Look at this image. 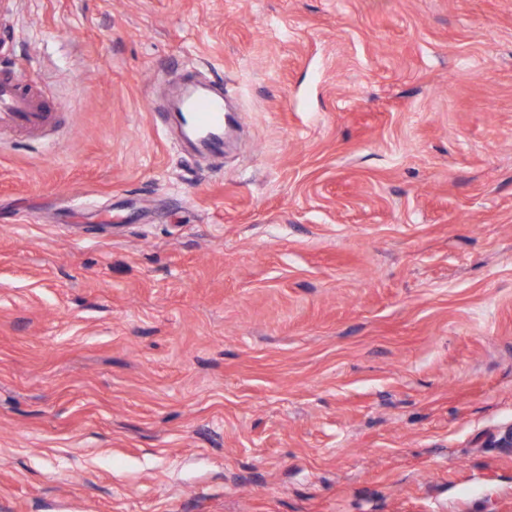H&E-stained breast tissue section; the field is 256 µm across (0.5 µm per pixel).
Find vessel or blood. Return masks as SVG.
Returning <instances> with one entry per match:
<instances>
[{
    "instance_id": "obj_1",
    "label": "vessel or blood",
    "mask_w": 512,
    "mask_h": 512,
    "mask_svg": "<svg viewBox=\"0 0 512 512\" xmlns=\"http://www.w3.org/2000/svg\"><path fill=\"white\" fill-rule=\"evenodd\" d=\"M53 112V106L13 72H0V129L34 133L50 122ZM165 113L200 154H223L226 137L237 125L236 112L225 106L223 88L193 81L169 92Z\"/></svg>"
}]
</instances>
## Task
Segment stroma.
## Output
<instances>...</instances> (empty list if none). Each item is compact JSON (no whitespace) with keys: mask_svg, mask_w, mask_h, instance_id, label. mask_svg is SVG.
Instances as JSON below:
<instances>
[{"mask_svg":"<svg viewBox=\"0 0 512 512\" xmlns=\"http://www.w3.org/2000/svg\"><path fill=\"white\" fill-rule=\"evenodd\" d=\"M0 69V512H512V0H0ZM60 106L47 104L40 94L13 72L0 74V129L9 128L29 133L44 128ZM165 113L193 149L222 155L226 137L237 126V113L225 107L224 87L187 81L173 88Z\"/></svg>","mask_w":512,"mask_h":512,"instance_id":"stroma-1","label":"stroma"}]
</instances>
